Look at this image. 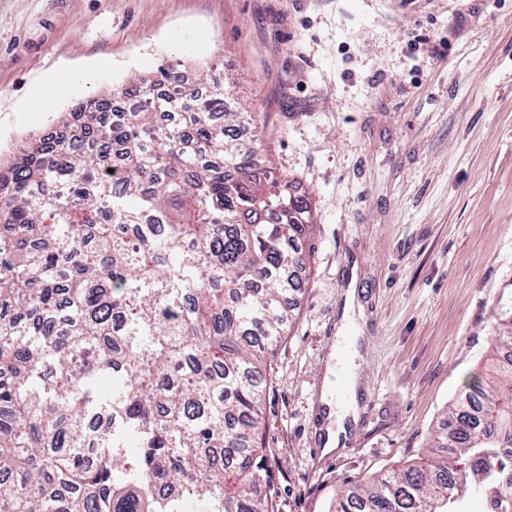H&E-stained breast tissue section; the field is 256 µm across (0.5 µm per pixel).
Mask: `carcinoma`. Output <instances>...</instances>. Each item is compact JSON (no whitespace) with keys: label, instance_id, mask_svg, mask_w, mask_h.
<instances>
[{"label":"carcinoma","instance_id":"cac0c4a2","mask_svg":"<svg viewBox=\"0 0 512 512\" xmlns=\"http://www.w3.org/2000/svg\"><path fill=\"white\" fill-rule=\"evenodd\" d=\"M198 81L209 97L166 65L83 99L69 138L0 166V512H275L260 360L284 336L310 207L257 167V113L214 111L224 85ZM498 340L502 379L435 431L451 464L357 485L338 512H464L512 480Z\"/></svg>","mask_w":512,"mask_h":512}]
</instances>
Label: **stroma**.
<instances>
[{
  "label": "stroma",
  "mask_w": 512,
  "mask_h": 512,
  "mask_svg": "<svg viewBox=\"0 0 512 512\" xmlns=\"http://www.w3.org/2000/svg\"><path fill=\"white\" fill-rule=\"evenodd\" d=\"M217 60L259 115L261 169L307 197L312 256L261 366L279 512L431 464L454 399L490 379L512 322V0H0V162L80 97ZM84 74L80 94L56 78ZM353 294L358 420L313 447Z\"/></svg>",
  "instance_id": "35a3bbf8"
}]
</instances>
